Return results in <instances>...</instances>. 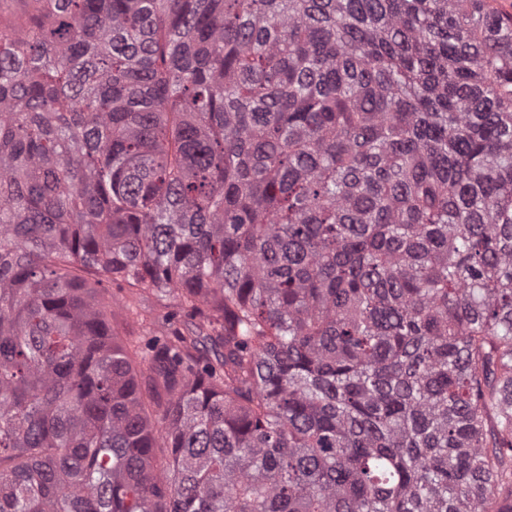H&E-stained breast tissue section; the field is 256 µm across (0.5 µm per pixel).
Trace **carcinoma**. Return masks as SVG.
I'll return each mask as SVG.
<instances>
[{"mask_svg":"<svg viewBox=\"0 0 512 512\" xmlns=\"http://www.w3.org/2000/svg\"><path fill=\"white\" fill-rule=\"evenodd\" d=\"M0 13V512H512V14ZM179 299L129 348L86 279Z\"/></svg>","mask_w":512,"mask_h":512,"instance_id":"1","label":"carcinoma"}]
</instances>
